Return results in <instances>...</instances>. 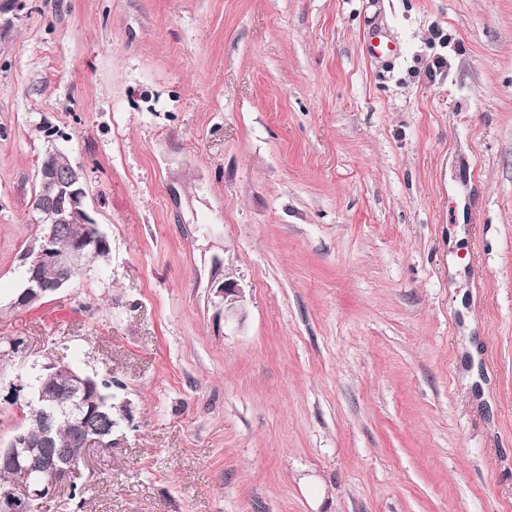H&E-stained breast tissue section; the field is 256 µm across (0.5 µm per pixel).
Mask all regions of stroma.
Returning <instances> with one entry per match:
<instances>
[{
  "instance_id": "obj_1",
  "label": "stroma",
  "mask_w": 512,
  "mask_h": 512,
  "mask_svg": "<svg viewBox=\"0 0 512 512\" xmlns=\"http://www.w3.org/2000/svg\"><path fill=\"white\" fill-rule=\"evenodd\" d=\"M52 150L110 251L19 308ZM54 362L75 512H512V0H14L0 448ZM368 56L378 62L390 61L397 56L396 47L391 41L373 30L368 40L365 42ZM217 294L224 303V321H242L244 317V293L238 283L231 280L224 281L217 288Z\"/></svg>"
}]
</instances>
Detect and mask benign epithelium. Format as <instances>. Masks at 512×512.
I'll return each instance as SVG.
<instances>
[{"label":"benign epithelium","mask_w":512,"mask_h":512,"mask_svg":"<svg viewBox=\"0 0 512 512\" xmlns=\"http://www.w3.org/2000/svg\"><path fill=\"white\" fill-rule=\"evenodd\" d=\"M39 193L33 212L43 225L38 244L23 258L24 288L16 304L28 307L56 293L72 279L75 271L109 253L106 237L86 209V185L80 167L65 169L43 164L37 171ZM62 224H85L83 238H65ZM55 272V282L47 284L41 271ZM224 303V320L242 321L244 293L237 282L228 280L217 288ZM112 407L98 401L94 378L65 363L49 366L33 387V398L17 407L19 426L7 446L0 448V468L13 476L10 489L0 493V512H25L29 502L58 490L79 466L64 459H46L44 450L53 443L56 426L65 422L86 433L85 452L98 450L103 436L90 431L92 418L109 416Z\"/></svg>","instance_id":"benign-epithelium-1"}]
</instances>
